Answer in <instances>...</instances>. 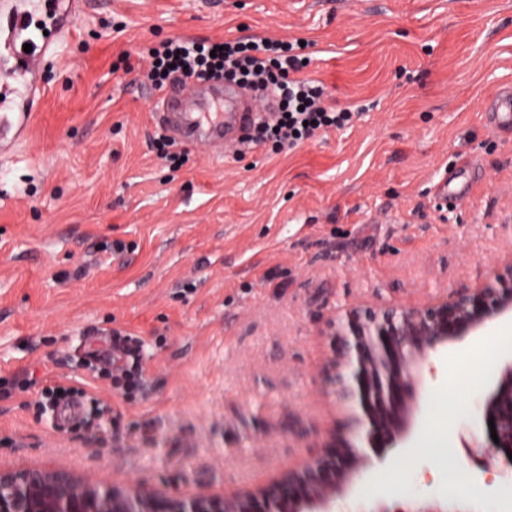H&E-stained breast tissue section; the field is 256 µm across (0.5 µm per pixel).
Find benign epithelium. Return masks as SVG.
<instances>
[{
  "instance_id": "obj_1",
  "label": "benign epithelium",
  "mask_w": 512,
  "mask_h": 512,
  "mask_svg": "<svg viewBox=\"0 0 512 512\" xmlns=\"http://www.w3.org/2000/svg\"><path fill=\"white\" fill-rule=\"evenodd\" d=\"M511 314L512 262L420 306L355 305L337 312L322 331L330 347L323 382L346 412L349 433L265 486L182 498L136 484L102 487L63 468L29 467L0 470V512H327L368 462L365 449L380 456L410 430L430 354ZM491 419L498 441L488 439L485 453L512 466V361L485 402L484 422Z\"/></svg>"
}]
</instances>
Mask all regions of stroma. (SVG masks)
Segmentation results:
<instances>
[{
    "mask_svg": "<svg viewBox=\"0 0 512 512\" xmlns=\"http://www.w3.org/2000/svg\"><path fill=\"white\" fill-rule=\"evenodd\" d=\"M305 41L304 77L352 126L296 149L179 142L160 158L142 55L176 38ZM30 125L0 147V466L61 464L102 485L233 492L321 451L343 413L322 334L340 308L419 306L512 261V0H85L40 61ZM453 178L462 197L440 196ZM137 338L144 391L112 383ZM493 357L480 392L448 359ZM512 351L481 330L432 353L413 435L371 460L334 512H512V468L483 455L481 406ZM73 389L77 415L37 407ZM483 491L451 501L414 446L429 408ZM396 467L400 495L372 491Z\"/></svg>",
    "mask_w": 512,
    "mask_h": 512,
    "instance_id": "35a3bbf8",
    "label": "stroma"
}]
</instances>
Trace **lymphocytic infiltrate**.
Instances as JSON below:
<instances>
[{
    "mask_svg": "<svg viewBox=\"0 0 512 512\" xmlns=\"http://www.w3.org/2000/svg\"><path fill=\"white\" fill-rule=\"evenodd\" d=\"M304 56L299 42L268 38L229 39L222 45L206 40L174 39L147 52L145 79L156 90L177 79L224 76L238 78L278 97V111L263 122L262 138L294 148L316 135L348 125L350 110L324 106L325 87L302 77Z\"/></svg>",
    "mask_w": 512,
    "mask_h": 512,
    "instance_id": "lymphocytic-infiltrate-1",
    "label": "lymphocytic infiltrate"
}]
</instances>
